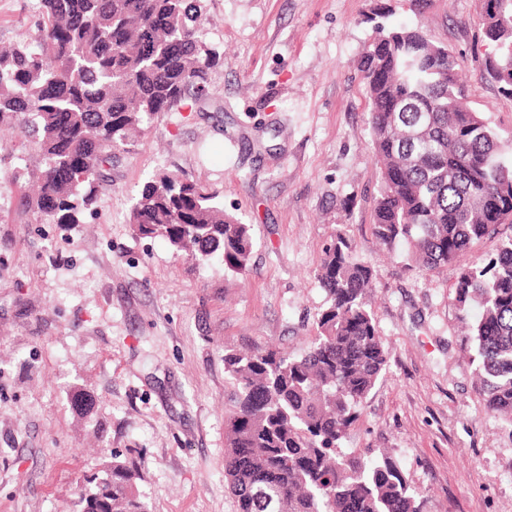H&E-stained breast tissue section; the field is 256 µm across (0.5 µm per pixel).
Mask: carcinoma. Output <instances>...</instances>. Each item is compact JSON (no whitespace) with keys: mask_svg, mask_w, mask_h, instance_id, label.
<instances>
[{"mask_svg":"<svg viewBox=\"0 0 512 512\" xmlns=\"http://www.w3.org/2000/svg\"><path fill=\"white\" fill-rule=\"evenodd\" d=\"M37 9L36 32L0 45V123L41 156L21 214L69 228L92 212L141 125L209 99L216 54L203 40V0H37ZM479 14L491 48L484 71L512 96V0L481 2ZM375 33L359 57L378 182L373 234L387 254L407 245L409 269L422 275L456 269L450 305L471 341L463 362L485 411L512 429V236L489 262L477 254L512 223V146L470 106L446 46L420 26ZM130 223L188 260L248 272L252 225L178 172L145 182ZM316 279L326 301L305 347L224 350V478L237 512H421L390 451L341 449L390 360L368 300L373 266L339 234ZM142 470L113 452L76 477V512H151Z\"/></svg>","mask_w":512,"mask_h":512,"instance_id":"1","label":"carcinoma"}]
</instances>
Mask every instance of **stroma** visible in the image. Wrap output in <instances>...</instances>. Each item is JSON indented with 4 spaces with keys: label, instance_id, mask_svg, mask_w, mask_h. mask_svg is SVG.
<instances>
[{
    "label": "stroma",
    "instance_id": "1",
    "mask_svg": "<svg viewBox=\"0 0 512 512\" xmlns=\"http://www.w3.org/2000/svg\"><path fill=\"white\" fill-rule=\"evenodd\" d=\"M220 55L200 112H163L114 164L95 216L72 229L17 210L34 149L0 127V512H62L75 477L112 451L142 454L151 512H236L224 479V351L297 350L325 294L336 233L371 262L391 351L342 448L399 459L422 512H512V429L485 413L461 360L455 269L404 272L372 234L376 164L358 57L387 26L424 24L457 60L468 100L512 141V97L483 72L478 0H204ZM36 0H0V42L32 30ZM176 171L254 227L242 283L178 257L129 222L140 186ZM95 411H73L75 389Z\"/></svg>",
    "mask_w": 512,
    "mask_h": 512
}]
</instances>
